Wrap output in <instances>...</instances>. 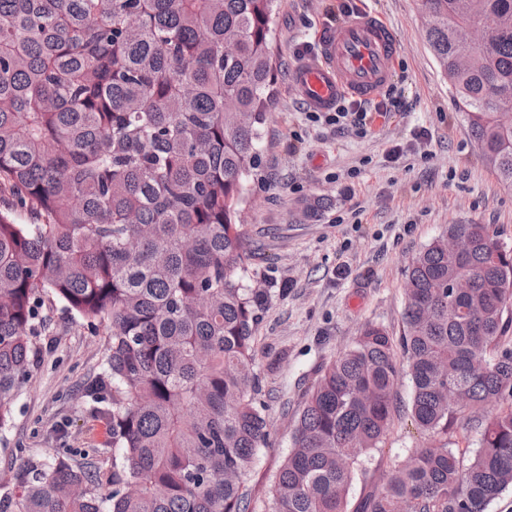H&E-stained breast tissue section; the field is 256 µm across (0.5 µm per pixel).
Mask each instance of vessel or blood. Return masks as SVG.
I'll return each instance as SVG.
<instances>
[{"label": "vessel or blood", "mask_w": 512, "mask_h": 512, "mask_svg": "<svg viewBox=\"0 0 512 512\" xmlns=\"http://www.w3.org/2000/svg\"><path fill=\"white\" fill-rule=\"evenodd\" d=\"M395 54L391 27L365 12L329 30L319 57L300 64L293 81L312 109L328 111L343 96L374 97L389 79Z\"/></svg>", "instance_id": "vessel-or-blood-1"}]
</instances>
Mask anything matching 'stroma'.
Returning a JSON list of instances; mask_svg holds the SVG:
<instances>
[{"label":"stroma","mask_w":512,"mask_h":512,"mask_svg":"<svg viewBox=\"0 0 512 512\" xmlns=\"http://www.w3.org/2000/svg\"><path fill=\"white\" fill-rule=\"evenodd\" d=\"M364 10L395 33L390 81L362 101L372 114L365 129L313 121L293 70L317 54L326 29ZM274 27L275 106L263 129L259 169L246 183L241 226L249 274L271 293L256 331L255 372L271 435L250 472L253 512H268L296 417L325 366L367 324L402 336L411 259L451 224L492 225L512 247V189L464 130L427 40L422 0H277ZM391 97L397 107L377 112ZM396 146L403 155L389 161ZM48 317L40 354L10 424L0 430V466L98 448V465L111 468L109 426L84 394L103 371L106 331L60 306ZM411 398V382L401 378L399 412L381 455L365 459L351 504L379 484L383 459L401 461L411 449L442 444L415 425Z\"/></svg>","instance_id":"1"}]
</instances>
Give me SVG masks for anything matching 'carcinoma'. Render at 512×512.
Wrapping results in <instances>:
<instances>
[{"instance_id":"obj_1","label":"carcinoma","mask_w":512,"mask_h":512,"mask_svg":"<svg viewBox=\"0 0 512 512\" xmlns=\"http://www.w3.org/2000/svg\"><path fill=\"white\" fill-rule=\"evenodd\" d=\"M276 0H0V429L59 303L108 336L86 390L112 431V470L55 457L0 468V512H252L270 432L257 406L255 329L270 291L248 282L245 182L273 106ZM428 42L477 141L512 188V127L484 100L512 93V0H425ZM469 49L457 27L485 14ZM23 211L27 221H16ZM467 241L459 258L448 237ZM405 330L366 325L308 395L271 512H349L380 451L405 358L411 415L446 436L464 397L470 456L411 450L355 512H487L512 487V248L451 224L411 261ZM498 25L495 15L484 17L479 23L460 26L457 29V36L474 47L483 46L494 33ZM380 454L374 452L371 457H367L363 463V468L366 469V474L358 471L356 480L353 484L351 494L349 511H353L363 496L371 487L380 484L383 473L385 472V463L380 465Z\"/></svg>"}]
</instances>
